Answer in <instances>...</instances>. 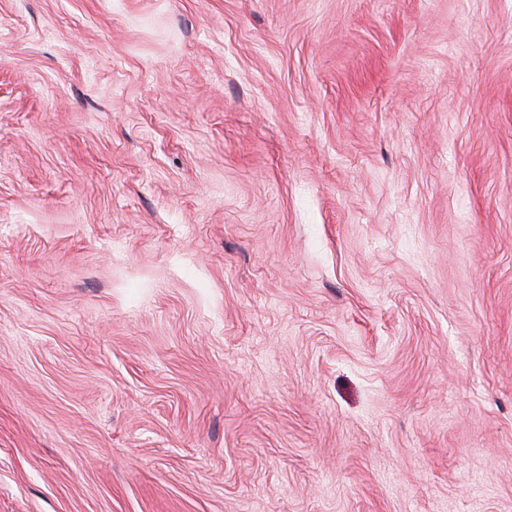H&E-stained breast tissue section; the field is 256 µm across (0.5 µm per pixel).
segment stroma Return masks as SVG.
<instances>
[{"mask_svg":"<svg viewBox=\"0 0 512 512\" xmlns=\"http://www.w3.org/2000/svg\"><path fill=\"white\" fill-rule=\"evenodd\" d=\"M0 512H512V0H0Z\"/></svg>","mask_w":512,"mask_h":512,"instance_id":"35a3bbf8","label":"stroma"}]
</instances>
